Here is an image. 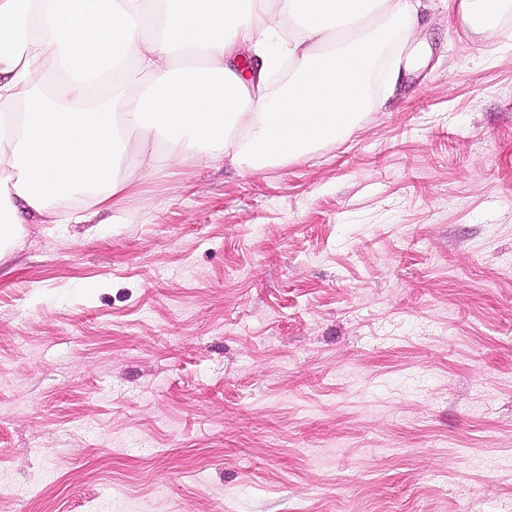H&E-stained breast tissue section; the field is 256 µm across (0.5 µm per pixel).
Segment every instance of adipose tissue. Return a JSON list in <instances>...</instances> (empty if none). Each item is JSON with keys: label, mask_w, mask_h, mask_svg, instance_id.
I'll return each instance as SVG.
<instances>
[{"label": "adipose tissue", "mask_w": 512, "mask_h": 512, "mask_svg": "<svg viewBox=\"0 0 512 512\" xmlns=\"http://www.w3.org/2000/svg\"><path fill=\"white\" fill-rule=\"evenodd\" d=\"M512 0H457L487 35ZM419 0H0V260L29 224L121 223L162 171H260L350 131Z\"/></svg>", "instance_id": "1"}]
</instances>
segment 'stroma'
<instances>
[{"instance_id":"obj_1","label":"stroma","mask_w":512,"mask_h":512,"mask_svg":"<svg viewBox=\"0 0 512 512\" xmlns=\"http://www.w3.org/2000/svg\"><path fill=\"white\" fill-rule=\"evenodd\" d=\"M288 165L0 260V512H512V14Z\"/></svg>"}]
</instances>
